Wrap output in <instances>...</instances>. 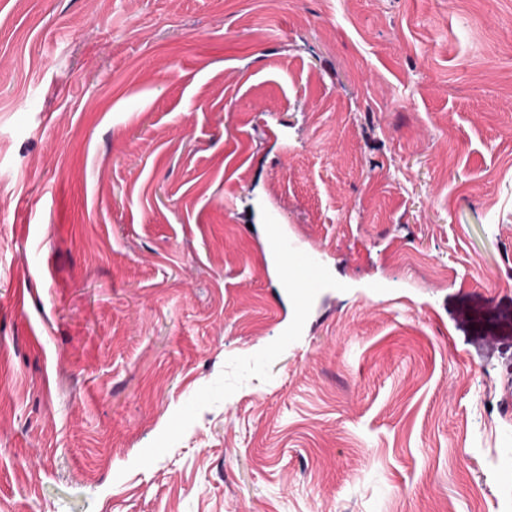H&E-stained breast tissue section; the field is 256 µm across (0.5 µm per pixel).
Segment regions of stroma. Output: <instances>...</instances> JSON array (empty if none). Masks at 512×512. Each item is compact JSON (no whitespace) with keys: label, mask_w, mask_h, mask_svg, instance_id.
I'll return each mask as SVG.
<instances>
[{"label":"stroma","mask_w":512,"mask_h":512,"mask_svg":"<svg viewBox=\"0 0 512 512\" xmlns=\"http://www.w3.org/2000/svg\"><path fill=\"white\" fill-rule=\"evenodd\" d=\"M0 353V512H512V0H0ZM295 264L301 271V275L297 278L288 280V276L285 278L289 288H293L294 293L304 298L307 294L314 290V288L320 287V271L313 264L311 255L307 252H296L295 253Z\"/></svg>","instance_id":"1"}]
</instances>
